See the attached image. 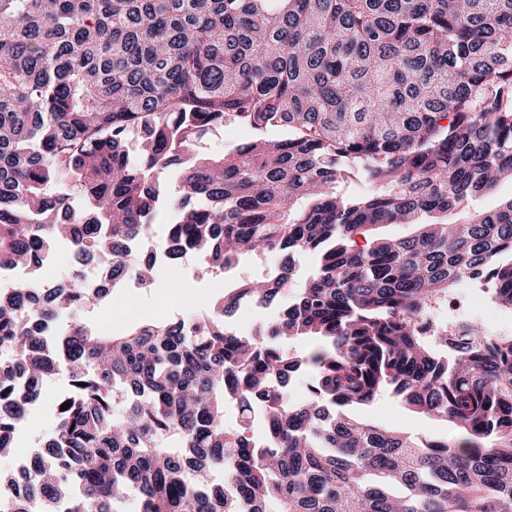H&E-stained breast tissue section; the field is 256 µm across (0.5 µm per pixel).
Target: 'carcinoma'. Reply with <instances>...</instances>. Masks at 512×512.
<instances>
[{"instance_id":"carcinoma-1","label":"carcinoma","mask_w":512,"mask_h":512,"mask_svg":"<svg viewBox=\"0 0 512 512\" xmlns=\"http://www.w3.org/2000/svg\"><path fill=\"white\" fill-rule=\"evenodd\" d=\"M230 122L255 136L198 151ZM504 181L512 0H0V269L78 258L64 288L0 293L1 458L41 374L68 377L15 512H512V333L430 321L465 284L512 310V197L448 220ZM165 210L170 264L284 263L205 323L88 327L84 266L152 285L129 243ZM391 224L413 231L354 246ZM245 299L280 307L225 331ZM385 392L456 435L354 413Z\"/></svg>"}]
</instances>
